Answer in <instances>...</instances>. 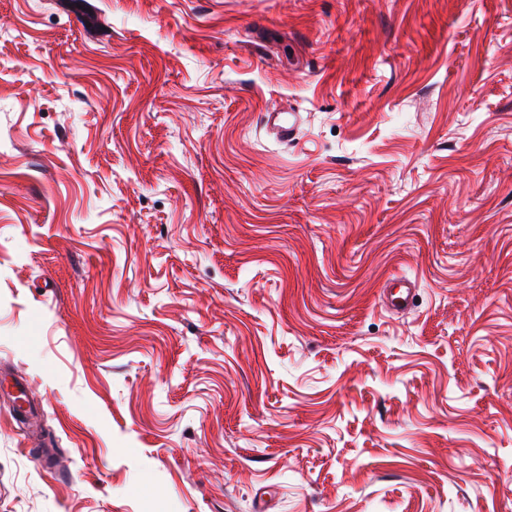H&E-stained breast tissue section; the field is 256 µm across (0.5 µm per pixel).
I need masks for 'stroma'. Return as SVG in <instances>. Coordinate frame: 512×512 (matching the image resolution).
<instances>
[{
    "instance_id": "1",
    "label": "stroma",
    "mask_w": 512,
    "mask_h": 512,
    "mask_svg": "<svg viewBox=\"0 0 512 512\" xmlns=\"http://www.w3.org/2000/svg\"><path fill=\"white\" fill-rule=\"evenodd\" d=\"M86 2L0 0V512H512V0ZM264 115L267 118V125L282 140L288 141L294 138L300 120V115L298 112H282L273 110L265 112ZM398 289H384L383 303L394 314H404L413 304L415 287L409 280L392 279Z\"/></svg>"
}]
</instances>
